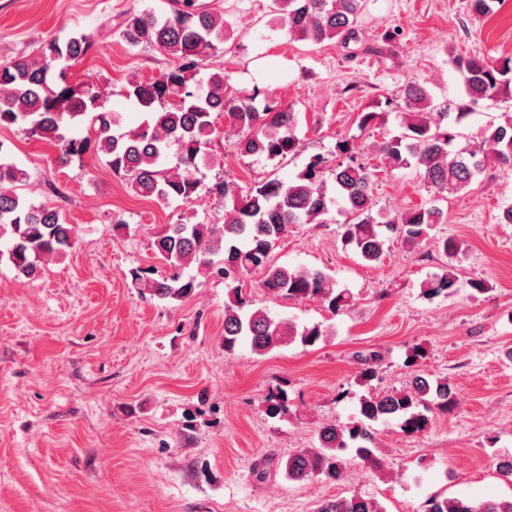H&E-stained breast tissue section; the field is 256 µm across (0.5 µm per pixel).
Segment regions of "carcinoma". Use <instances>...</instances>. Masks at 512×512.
I'll return each mask as SVG.
<instances>
[{
  "mask_svg": "<svg viewBox=\"0 0 512 512\" xmlns=\"http://www.w3.org/2000/svg\"><path fill=\"white\" fill-rule=\"evenodd\" d=\"M171 14L150 11L131 15L122 32L130 44H152L172 58L159 76L128 82L124 95L137 104L146 118L135 128L119 132L121 115L106 108L102 92L90 85L79 89L68 82L72 63L89 50L83 35L42 41L30 55L0 65V127L24 123L27 132L58 150V159L92 151L104 158L112 172L124 177L130 188L144 198L161 201L188 200L197 195L201 169L213 159L206 152L219 119L238 131L237 149L242 155L284 157L298 148L294 135L297 115L257 96L238 98L227 94L224 72H210L189 86V73L223 51L224 17L197 0H175ZM278 20L289 36L312 44L325 41L347 43L361 39L358 14L362 0H274ZM451 63L462 77L464 99L434 104L430 90L411 81L403 90L400 110L404 132L384 141L381 163L390 171L414 168L423 183L436 195L466 191L480 176L493 155L503 168L512 169V112L500 122H490L473 142L456 148L461 137L456 126L467 110L484 100L512 99V56L488 59L457 54ZM90 121L83 137L72 130ZM177 146L179 165L163 167L171 146ZM338 163L332 169L334 193L327 196L323 178L325 160L312 159L295 179L271 180L242 188L224 181L211 191L228 199L222 224H168L155 237L154 247L172 273L160 280H147L139 270L132 279L142 283L150 295L181 301L197 288L195 278L183 277V269L195 262L224 277V351L249 345L264 355L296 341L313 345L327 330L321 325H299L277 319L256 301L246 298L237 286L253 271L263 274L262 290L275 297L321 299L336 311L349 305L350 295L336 287L320 269L276 266L271 251L291 224H311L328 214L329 206L348 216L342 224V240L368 263L381 262L386 234L416 244L428 239L439 224L448 223V213L436 202L388 214L373 211L372 172L358 159L355 143L339 141ZM27 172L9 161L0 142V231L11 237L8 259L27 278L41 270L44 258L61 256L76 240V227L49 204L26 202L18 187ZM456 277L451 272L436 274L424 294H452ZM359 378L366 385L378 378L381 361L376 351L358 355ZM455 387L446 377L428 379L416 375L409 385L385 395L362 399L360 418L347 425L329 423L319 432V447L305 448L288 457L284 471L290 481L312 476L340 480L349 458L374 472L385 462L374 453L373 424L396 420L402 432L420 433L430 424L429 413H442L454 404ZM271 415L288 414V394L279 388L264 398ZM314 512H386L379 501L358 495L317 502ZM423 512H512V498L476 502L467 497L431 496Z\"/></svg>",
  "mask_w": 512,
  "mask_h": 512,
  "instance_id": "carcinoma-1",
  "label": "carcinoma"
}]
</instances>
